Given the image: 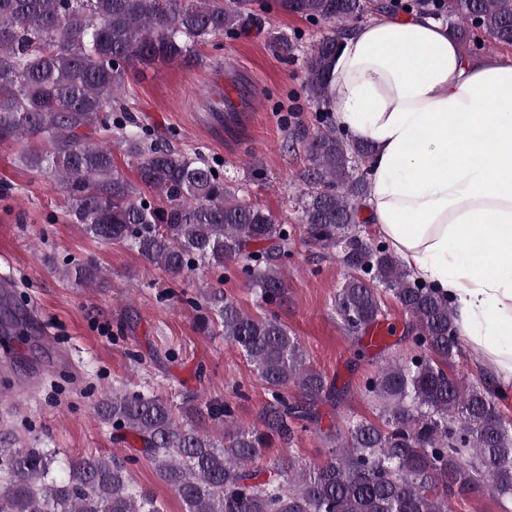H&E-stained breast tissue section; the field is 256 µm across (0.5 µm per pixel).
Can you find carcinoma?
Returning <instances> with one entry per match:
<instances>
[{"label":"carcinoma","instance_id":"cac0c4a2","mask_svg":"<svg viewBox=\"0 0 512 512\" xmlns=\"http://www.w3.org/2000/svg\"><path fill=\"white\" fill-rule=\"evenodd\" d=\"M255 0H0V144L61 191L65 216L95 240L120 244L171 280L203 268L233 267L255 290L259 313L219 288L181 301L198 324L236 347L265 384L261 426L236 424L233 400L200 409L148 390L105 394L96 407L113 439L142 456L182 500L185 512H452L478 489L512 500V422L498 393L448 375L466 343L437 289L405 268L388 245L365 234L373 148L336 130L333 64L351 24L384 14L379 0H278L286 14L328 26L305 60L307 97L317 125L292 132L308 167L296 204L310 244L336 256L346 275L336 314L360 351L366 330L384 321L389 294L409 315L403 341L422 354H393L366 378L362 394L378 420L356 418L338 434L322 429L319 406L346 391L307 362L275 308L288 298L285 261L294 229L248 202L214 162L159 143L124 98L140 65L184 61L211 40L261 24ZM446 21L467 52L478 41L512 46V0H410ZM137 162L139 184L116 169L112 144ZM159 193L158 200L142 188ZM91 283L101 269L73 259ZM22 313L13 296L0 295ZM312 431L330 448L321 464L293 457L261 461L273 438ZM139 457L85 455L58 464L51 448L15 446L0 436V512H161L134 478Z\"/></svg>","mask_w":512,"mask_h":512}]
</instances>
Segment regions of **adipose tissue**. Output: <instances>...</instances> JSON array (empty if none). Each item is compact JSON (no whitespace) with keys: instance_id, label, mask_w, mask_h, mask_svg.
Segmentation results:
<instances>
[{"instance_id":"obj_1","label":"adipose tissue","mask_w":512,"mask_h":512,"mask_svg":"<svg viewBox=\"0 0 512 512\" xmlns=\"http://www.w3.org/2000/svg\"><path fill=\"white\" fill-rule=\"evenodd\" d=\"M331 84L337 125L373 147L370 222L448 298L491 379H512V56L385 15L344 38Z\"/></svg>"}]
</instances>
